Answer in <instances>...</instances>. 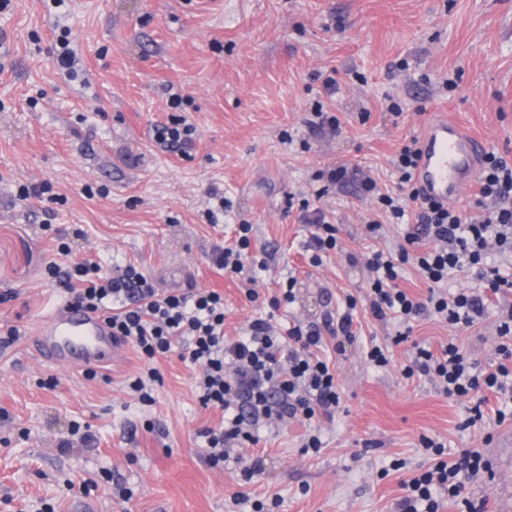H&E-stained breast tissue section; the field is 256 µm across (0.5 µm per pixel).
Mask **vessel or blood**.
<instances>
[{"label": "vessel or blood", "mask_w": 512, "mask_h": 512, "mask_svg": "<svg viewBox=\"0 0 512 512\" xmlns=\"http://www.w3.org/2000/svg\"><path fill=\"white\" fill-rule=\"evenodd\" d=\"M421 157L415 183L421 194L454 207L476 178L485 144L445 117L430 121L420 136ZM35 352L45 361L73 368L111 364L119 346L105 319L66 304L36 329Z\"/></svg>", "instance_id": "obj_1"}]
</instances>
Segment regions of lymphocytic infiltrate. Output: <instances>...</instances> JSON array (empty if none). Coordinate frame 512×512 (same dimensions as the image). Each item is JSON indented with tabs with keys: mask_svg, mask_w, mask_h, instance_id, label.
I'll return each mask as SVG.
<instances>
[{
	"mask_svg": "<svg viewBox=\"0 0 512 512\" xmlns=\"http://www.w3.org/2000/svg\"><path fill=\"white\" fill-rule=\"evenodd\" d=\"M419 155L415 137L398 151L395 192H377L371 178L360 180L364 191L375 193L377 207L390 223L406 227L396 250L375 251L367 261L374 273L369 312L380 322L394 315L404 325L435 318L471 327L484 316L491 297L512 292V279L486 262L490 250L512 253V162L493 153L484 155L473 201L477 213L466 217L460 209L420 194L414 182ZM298 219L314 228L305 249L310 265L320 266L339 247L338 229L321 208L307 201L301 204ZM252 231V225H239L236 247L217 248L214 257L219 269L249 284L268 263L267 258L248 256ZM407 264L416 266L427 285L426 295L401 287L399 271ZM462 267L475 270L483 290L445 291L450 271ZM60 282L74 306L102 315L113 339L132 344L145 360L171 352L175 340L185 341L183 357L197 370L200 404L224 414L219 425L202 431L211 466L223 464L232 448L256 444L260 427L271 423L304 426V450H320L319 423L333 419L341 401L324 349L330 346L339 352L354 341L355 299L346 298L344 310L319 325L285 329L273 319H258L244 335L229 338L224 334V296L213 289L162 293L135 267L112 277L86 262L74 263ZM110 299L115 302L111 308L106 305ZM498 334L501 361L494 371L475 374L473 358L451 339L435 350L417 348L403 374L428 376L451 398L478 391L506 393L512 375L507 367L512 361V305L500 316ZM422 447L428 465L405 482L396 512H441L445 495L465 512H485L483 503L463 495L466 479L489 467L483 454L465 449L451 461L442 443L426 438Z\"/></svg>",
	"mask_w": 512,
	"mask_h": 512,
	"instance_id": "1",
	"label": "lymphocytic infiltrate"
}]
</instances>
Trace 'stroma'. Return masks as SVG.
<instances>
[{
  "mask_svg": "<svg viewBox=\"0 0 512 512\" xmlns=\"http://www.w3.org/2000/svg\"><path fill=\"white\" fill-rule=\"evenodd\" d=\"M0 37L10 49L0 72V293L12 294L0 334L21 331L0 343V512H251L274 496L279 512H394L404 481L426 465L425 436L451 456L482 451L491 471L465 492L487 498L489 512H512V461L499 449L512 419L469 424L475 397L402 374L415 344L451 337L479 369L497 364V305L474 327L422 319L395 342L398 323L368 312L363 257L396 245L401 227L370 238L374 205L358 182L330 186L320 205L343 250L316 269L297 209L331 167L395 185L402 140L443 114L512 160V0H12ZM62 39L75 56L68 72L56 64ZM320 101L341 134L309 126ZM174 117L196 130L189 155L153 139ZM43 181L52 198L16 199L19 185ZM239 224L254 227L253 253L269 255L253 300L213 261ZM78 259L106 273L134 265L162 290L223 292L229 336L268 316L285 328L318 323L354 296L361 327L333 357L342 399L321 423L320 451L303 452L302 426L272 424L248 448L265 460L260 479L231 462L210 467L199 432L223 413L200 405L183 343L159 358L150 406L126 386L144 366L132 345L92 379L36 356L37 324L63 300L47 267ZM290 275L295 302L271 310ZM373 344L388 348L389 366L368 364ZM76 423L93 442L62 450ZM118 485L131 497L113 496ZM238 494L249 505L235 506Z\"/></svg>",
  "mask_w": 512,
  "mask_h": 512,
  "instance_id": "obj_1",
  "label": "stroma"
}]
</instances>
